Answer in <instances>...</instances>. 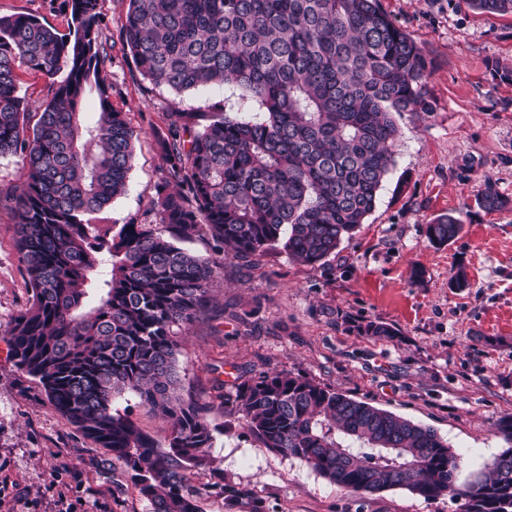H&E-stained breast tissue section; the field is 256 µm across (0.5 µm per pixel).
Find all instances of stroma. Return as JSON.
I'll list each match as a JSON object with an SVG mask.
<instances>
[{
  "instance_id": "1",
  "label": "stroma",
  "mask_w": 512,
  "mask_h": 512,
  "mask_svg": "<svg viewBox=\"0 0 512 512\" xmlns=\"http://www.w3.org/2000/svg\"><path fill=\"white\" fill-rule=\"evenodd\" d=\"M68 0H0V16L33 15L67 32ZM424 48L431 111L396 117V166L365 224L316 266L267 251L250 271L236 260L211 290L214 318L175 328L183 395L210 404V468L251 489L270 512H457L443 496L402 489L347 490L304 462L263 445L224 409L223 383L289 371L430 427L458 454L459 482L472 480L506 447L498 421L512 415V211L475 204L484 178L512 197V15L475 10L469 0H381ZM110 47L111 102L135 130V161L113 222L152 224L165 162L157 145L167 113L253 112L236 90L182 95L145 80L123 51L120 0H101ZM454 214L464 228L429 245L426 227ZM0 207V486L14 512H152L121 464L51 409L37 380L19 370L7 332L29 305L28 276ZM469 286L451 288L457 269ZM380 322L395 336L365 333Z\"/></svg>"
}]
</instances>
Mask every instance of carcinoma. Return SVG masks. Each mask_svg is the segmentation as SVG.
<instances>
[{
  "label": "carcinoma",
  "mask_w": 512,
  "mask_h": 512,
  "mask_svg": "<svg viewBox=\"0 0 512 512\" xmlns=\"http://www.w3.org/2000/svg\"><path fill=\"white\" fill-rule=\"evenodd\" d=\"M70 2L71 36L35 16H0V155L25 171L0 188V204L14 212L31 292L8 332L16 365L122 464L153 512H198L203 496L267 512L223 478L188 483L208 467L213 434L206 405L181 394L173 326L206 312L227 253L250 262L280 247L314 266L366 222L396 165L394 114L431 111L427 55L379 0H122L125 47L144 78L176 94L232 87L259 111L167 113L156 201L166 232L117 229L109 211L126 191L136 134L110 101L99 0ZM471 4L512 14V0ZM23 67L48 79L67 71L32 127L17 94ZM88 95L98 108L84 120ZM476 204L512 209L489 178ZM462 227L440 216L427 240L447 245ZM194 236L212 241L209 257L177 245ZM125 392L170 422L164 442L113 411ZM224 409L264 447L353 492L403 489L448 495L460 512H512V416L498 423L510 447L460 484L459 457L434 429L300 374L236 380Z\"/></svg>",
  "instance_id": "obj_1"
}]
</instances>
